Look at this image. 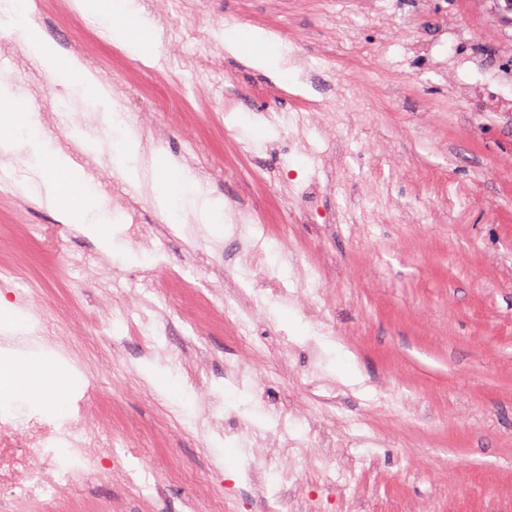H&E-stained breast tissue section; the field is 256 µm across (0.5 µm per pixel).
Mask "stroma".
<instances>
[{
    "label": "stroma",
    "instance_id": "1",
    "mask_svg": "<svg viewBox=\"0 0 512 512\" xmlns=\"http://www.w3.org/2000/svg\"><path fill=\"white\" fill-rule=\"evenodd\" d=\"M163 29L153 63L116 48L69 0H34L44 33L123 105L145 155L175 157L207 179L221 208L249 210L273 240L264 263L291 274L300 256L324 264L318 303L269 298L248 339L211 319L189 294L168 310L175 341L143 351L120 316L136 317L168 269L220 286L216 250L238 247L207 224H174L151 248L128 225L163 218L150 196L122 209L110 107L62 77H48L20 33H0L8 73L38 132L21 131L27 162L57 154L95 186L110 244L54 219L15 179L0 187V297L12 314L0 331L40 315L85 372H63L44 406L84 399L111 415L142 462L175 453L218 468L233 495L245 463L263 466L256 441L279 420L312 437L307 456L283 455L279 480L297 512H512V22L492 0H375L383 17H355L358 0H138ZM233 25L264 29L299 61L275 80L224 48ZM354 102L342 129H301L317 151L342 152L322 168L304 151L268 149L279 134L263 111L303 95ZM372 194L375 206L359 209ZM199 339L176 340L186 317ZM202 361L198 384L186 381ZM254 389L225 378V363ZM114 512H180L188 489L163 502L101 483Z\"/></svg>",
    "mask_w": 512,
    "mask_h": 512
}]
</instances>
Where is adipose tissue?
Here are the masks:
<instances>
[{"instance_id":"ef3b65f1","label":"adipose tissue","mask_w":512,"mask_h":512,"mask_svg":"<svg viewBox=\"0 0 512 512\" xmlns=\"http://www.w3.org/2000/svg\"><path fill=\"white\" fill-rule=\"evenodd\" d=\"M106 37L112 45L148 63L154 60L159 43L158 29L136 0H111ZM0 30H20L25 34L28 53L43 69L79 81L87 94L109 97V90L95 75L85 71L78 60L60 64L56 45L46 38L33 17L30 0H0ZM224 46L257 69L287 78V52L265 30L255 27L233 28L224 33ZM30 113H0V174L9 176L19 161L16 135L21 128H34ZM155 172L152 187L160 213L167 222L186 224L197 219L204 224L220 223L215 208L203 200L202 191L190 170L164 157H152ZM23 183L25 192L52 212L57 220L81 231L107 239V227L93 212V199L81 171L69 161L50 155L31 165Z\"/></svg>"}]
</instances>
